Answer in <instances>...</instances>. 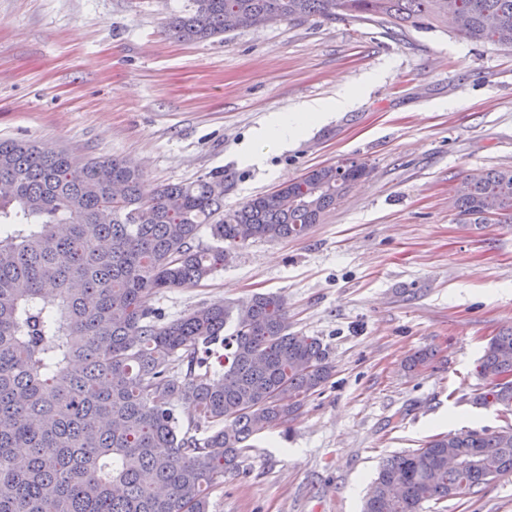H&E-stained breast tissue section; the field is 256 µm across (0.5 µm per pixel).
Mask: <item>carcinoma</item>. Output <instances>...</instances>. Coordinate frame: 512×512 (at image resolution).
<instances>
[{
	"label": "carcinoma",
	"instance_id": "carcinoma-1",
	"mask_svg": "<svg viewBox=\"0 0 512 512\" xmlns=\"http://www.w3.org/2000/svg\"><path fill=\"white\" fill-rule=\"evenodd\" d=\"M250 22L373 20L435 30L448 0H191L169 35L224 34L225 14ZM454 31L512 47V0H456ZM366 174L321 166L224 212V172L162 184L119 158L48 154L0 139V512H209V491L236 472L252 436L284 426L334 372L317 336L288 331L284 296L214 302L166 321L151 296L195 285L224 266L226 248L305 236ZM463 182L458 213L512 223V169ZM210 226L219 245L198 242ZM224 345L222 379L209 347ZM512 331L490 340L475 404L512 414ZM469 464L448 468V458ZM512 474V423L437 434L386 459L363 512H436Z\"/></svg>",
	"mask_w": 512,
	"mask_h": 512
}]
</instances>
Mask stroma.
<instances>
[{
	"label": "stroma",
	"mask_w": 512,
	"mask_h": 512,
	"mask_svg": "<svg viewBox=\"0 0 512 512\" xmlns=\"http://www.w3.org/2000/svg\"><path fill=\"white\" fill-rule=\"evenodd\" d=\"M188 0H0V138L137 166L145 189L223 171L225 209L344 159L367 164L299 239L251 241L200 285L155 294L167 320L277 292L291 331L320 337L334 373L254 436L210 512H362L386 457L429 437L501 426L473 399L494 336L512 330V223L460 222L468 175L512 169V48L452 29L318 17L179 42ZM333 113L262 166L241 160L271 113L335 99ZM429 365L404 369L419 350ZM445 512H512V475Z\"/></svg>",
	"instance_id": "obj_1"
}]
</instances>
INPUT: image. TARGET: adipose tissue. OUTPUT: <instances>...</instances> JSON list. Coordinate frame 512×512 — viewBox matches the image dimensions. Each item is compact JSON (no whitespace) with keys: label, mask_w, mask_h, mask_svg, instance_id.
<instances>
[{"label":"adipose tissue","mask_w":512,"mask_h":512,"mask_svg":"<svg viewBox=\"0 0 512 512\" xmlns=\"http://www.w3.org/2000/svg\"><path fill=\"white\" fill-rule=\"evenodd\" d=\"M360 97L359 91L347 82H340L336 98L332 103L310 101L289 112L272 113L255 136L256 146L245 147L244 157L253 164L259 163V145L281 148L294 144L303 138L312 124L327 120L332 112H344L352 109Z\"/></svg>","instance_id":"1"}]
</instances>
